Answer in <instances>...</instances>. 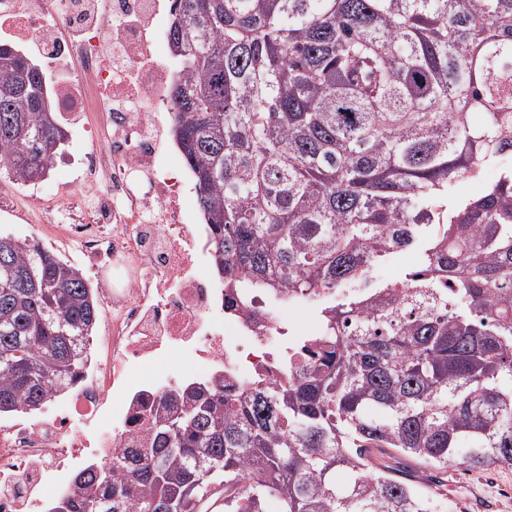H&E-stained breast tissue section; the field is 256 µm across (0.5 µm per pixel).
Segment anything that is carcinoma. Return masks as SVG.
<instances>
[{
  "instance_id": "1",
  "label": "carcinoma",
  "mask_w": 512,
  "mask_h": 512,
  "mask_svg": "<svg viewBox=\"0 0 512 512\" xmlns=\"http://www.w3.org/2000/svg\"><path fill=\"white\" fill-rule=\"evenodd\" d=\"M172 131L232 292L322 294L279 381L187 386L152 447L77 472L49 512H432L376 461L512 467V0H172ZM66 131L44 71L0 46V171L44 178ZM402 250L396 281L375 268ZM99 303L0 237V414L64 394ZM343 473L345 481H336ZM512 164V158L511 157H505L502 159L498 164L495 166H490L494 168L496 172V177L498 174V169L503 166H509ZM487 169V168H486ZM486 169L484 172V183L483 184H472V183H459L449 191V196L453 198H460L464 196H472L479 194L483 188L492 183L496 177L494 171H490L488 175L486 176ZM417 255L411 251L398 253L390 263L383 265L376 271L377 277L393 279L414 267Z\"/></svg>"
}]
</instances>
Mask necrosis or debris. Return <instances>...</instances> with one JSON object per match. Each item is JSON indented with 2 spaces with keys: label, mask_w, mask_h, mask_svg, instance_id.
Segmentation results:
<instances>
[{
  "label": "necrosis or debris",
  "mask_w": 512,
  "mask_h": 512,
  "mask_svg": "<svg viewBox=\"0 0 512 512\" xmlns=\"http://www.w3.org/2000/svg\"><path fill=\"white\" fill-rule=\"evenodd\" d=\"M168 12L165 0H0V42L47 65L60 119L88 143L77 157L86 218L41 190L31 198L77 247L109 311L100 359L64 399L0 420V512H44L88 456L114 462L149 447L143 406L170 389L275 379L298 341L276 298L227 308L208 274L207 234L185 207L182 167L159 156L156 112L178 74ZM87 112L98 126L82 124Z\"/></svg>",
  "instance_id": "necrosis-or-debris-1"
}]
</instances>
